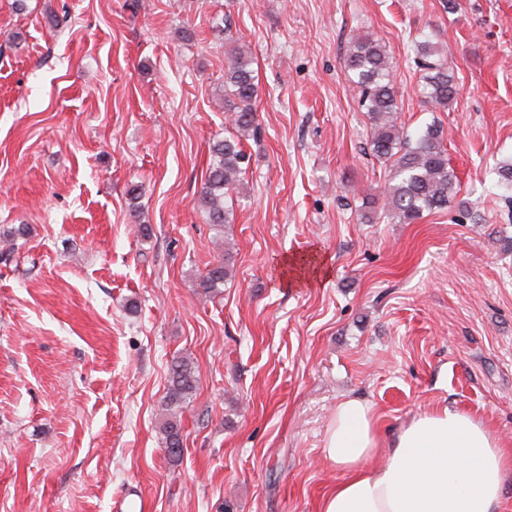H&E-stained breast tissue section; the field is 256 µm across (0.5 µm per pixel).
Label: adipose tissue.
I'll return each mask as SVG.
<instances>
[{"mask_svg": "<svg viewBox=\"0 0 512 512\" xmlns=\"http://www.w3.org/2000/svg\"><path fill=\"white\" fill-rule=\"evenodd\" d=\"M323 453L341 473L321 512H504L512 448L481 419L439 406L402 427L386 461L371 406L332 414Z\"/></svg>", "mask_w": 512, "mask_h": 512, "instance_id": "ef3b65f1", "label": "adipose tissue"}]
</instances>
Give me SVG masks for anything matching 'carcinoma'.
<instances>
[{
  "label": "carcinoma",
  "mask_w": 512,
  "mask_h": 512,
  "mask_svg": "<svg viewBox=\"0 0 512 512\" xmlns=\"http://www.w3.org/2000/svg\"><path fill=\"white\" fill-rule=\"evenodd\" d=\"M424 70L422 102L429 112L444 111L456 101L457 86L447 57L428 43L417 48ZM393 61L386 45L370 35L354 36L345 57V71L360 92V106L371 121V152L386 166L389 183L382 197L384 215L401 224H415L423 214L448 209L456 175L448 160L442 126L432 122L417 136H411L399 122ZM258 86L251 62L242 49L226 51L224 66L225 121L236 134L218 139L211 146V162L202 184L198 203L208 223L222 233L233 212L243 174L246 153L242 139L257 135L259 124L254 109ZM230 254L206 267L199 287L217 294L230 276ZM197 386V371L186 358H176L169 369L167 400L179 406L191 398ZM163 443L172 463L180 461L183 438L180 422L163 424Z\"/></svg>",
  "instance_id": "obj_1"
}]
</instances>
